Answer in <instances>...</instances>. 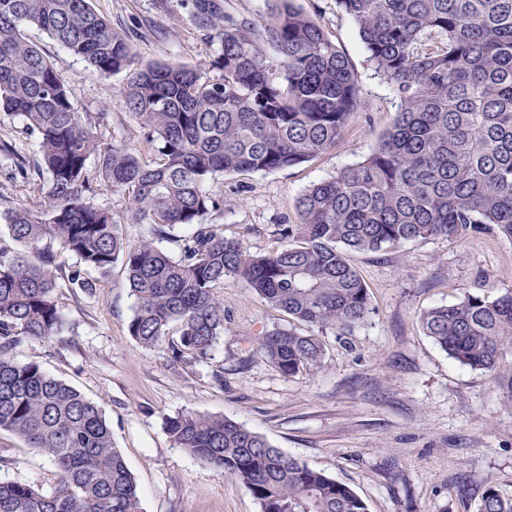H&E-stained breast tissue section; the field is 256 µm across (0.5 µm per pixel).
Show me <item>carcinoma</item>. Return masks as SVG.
I'll use <instances>...</instances> for the list:
<instances>
[{"label":"carcinoma","mask_w":512,"mask_h":512,"mask_svg":"<svg viewBox=\"0 0 512 512\" xmlns=\"http://www.w3.org/2000/svg\"><path fill=\"white\" fill-rule=\"evenodd\" d=\"M273 2L269 18L252 23L215 22L214 0H197L220 45L211 78L179 62L139 63L93 0H0V112L37 136L38 159L1 139L0 157L12 160L13 177L43 179L39 209L0 211V431L47 458L57 476L49 493L0 481V512H141L100 406L13 354L65 331L57 289L90 294L89 273L106 277L121 264L134 299L129 336L151 348L178 325L170 361L180 363L211 356L228 320L217 289L242 278L288 317L256 351L293 377L321 362L322 334L350 333L372 312L349 253L462 240L488 226L512 238V0H337L397 91L392 127L364 160L301 194V223L278 229L287 245L255 255L207 222L224 209V192L207 183L307 162L366 109L350 59L318 20L293 0ZM31 26L85 68L126 75L120 96L159 162L104 142L105 114L76 110L69 79L27 37ZM92 156L98 177L127 196L125 223L149 225V236L127 240L112 211L90 201ZM177 227L187 235L173 256L158 243ZM64 253L76 265L65 267ZM421 324L450 358L512 398V370L502 371L512 354L511 290L466 291L423 312ZM165 429L175 447L237 478L261 512H367L348 485L230 419L181 412ZM478 512H512V496L489 486Z\"/></svg>","instance_id":"carcinoma-1"}]
</instances>
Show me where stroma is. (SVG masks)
Here are the masks:
<instances>
[{
	"label": "stroma",
	"mask_w": 512,
	"mask_h": 512,
	"mask_svg": "<svg viewBox=\"0 0 512 512\" xmlns=\"http://www.w3.org/2000/svg\"><path fill=\"white\" fill-rule=\"evenodd\" d=\"M295 5L351 60L368 109L348 122L336 146L309 162L211 182L224 193V210L210 223L243 237L254 254L279 245L278 225L299 223L295 202L309 186L372 152L399 106L336 0ZM94 6L127 35L143 62L176 59L204 70L217 53L196 0H94ZM27 36L69 77L79 112L105 113L99 128L105 142L156 159L119 94L124 75L84 69L39 29H28ZM41 200L40 180H14L0 163V210L17 204L35 209ZM351 261L368 287L372 313L352 334L327 335L321 364L293 378L252 353L263 332L288 320L245 280L226 281L218 291L229 329L212 359L174 366L167 343L147 348L129 336L133 299L118 268L92 294L60 289L63 335L48 345L22 344L14 355L39 363L102 408L137 482L142 512H260L238 481L173 446L164 421L178 412L221 415L264 435L350 486L368 512H477L491 485L511 496L512 401L491 376L448 358L424 335L420 316L479 283L493 297L512 289V240L490 230L355 254ZM218 372L223 381L215 380ZM10 480L48 491L56 473L45 457L0 431V481Z\"/></svg>",
	"instance_id": "stroma-1"
}]
</instances>
